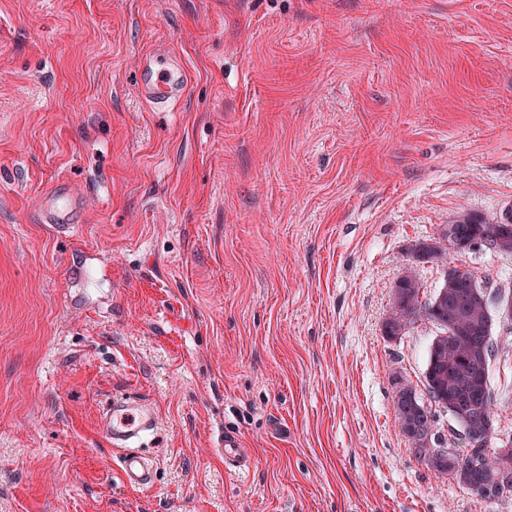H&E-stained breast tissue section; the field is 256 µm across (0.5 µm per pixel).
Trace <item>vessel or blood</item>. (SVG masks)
<instances>
[{
	"label": "vessel or blood",
	"mask_w": 512,
	"mask_h": 512,
	"mask_svg": "<svg viewBox=\"0 0 512 512\" xmlns=\"http://www.w3.org/2000/svg\"><path fill=\"white\" fill-rule=\"evenodd\" d=\"M136 67L140 73L138 93L147 104L170 106L183 99L187 76L174 52L160 47L150 50L138 57ZM84 208V195L61 182L41 197L31 219L34 223L48 225L57 236L70 237L78 227V217ZM157 426L155 410L145 400L116 398L104 413L101 434L119 451V475L124 486L144 488L152 483L154 465L141 445L144 437L153 434ZM224 463L233 472L246 465L236 434L224 436Z\"/></svg>",
	"instance_id": "vessel-or-blood-1"
}]
</instances>
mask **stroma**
<instances>
[{
	"mask_svg": "<svg viewBox=\"0 0 512 512\" xmlns=\"http://www.w3.org/2000/svg\"><path fill=\"white\" fill-rule=\"evenodd\" d=\"M157 42L171 109L134 88ZM0 74V512H512L415 458L392 379L435 329L382 334L408 247L512 204V0H0ZM61 181L71 240L29 219ZM458 263L512 434V257ZM116 395L158 414L142 489ZM136 67L140 73L138 93L150 106L175 105L184 98L187 76L174 52L155 48L141 54ZM158 426L155 410L147 400L112 398L101 419V434L111 448L119 449V475L129 488L148 487L154 478V465L140 448L144 437ZM224 463L233 472L242 470L246 465V460L241 455L240 439L234 433L224 435Z\"/></svg>",
	"mask_w": 512,
	"mask_h": 512,
	"instance_id": "stroma-1",
	"label": "stroma"
}]
</instances>
